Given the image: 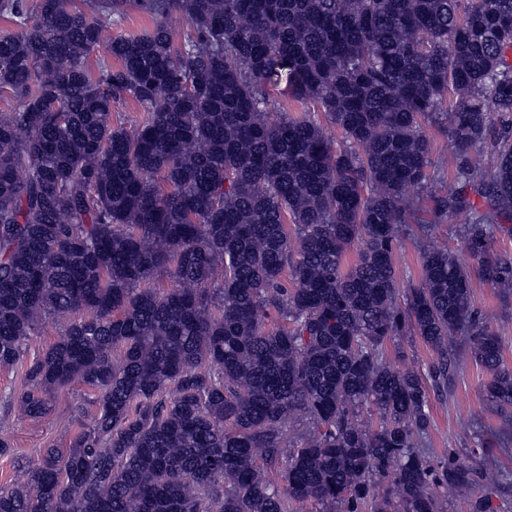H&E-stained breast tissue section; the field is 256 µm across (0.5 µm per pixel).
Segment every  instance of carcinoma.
<instances>
[{"mask_svg": "<svg viewBox=\"0 0 512 512\" xmlns=\"http://www.w3.org/2000/svg\"><path fill=\"white\" fill-rule=\"evenodd\" d=\"M137 2L149 34H112L124 0H93L96 15L0 0V95L18 103L0 112V369L82 312L30 363L17 409L43 418L75 381L99 392L0 512H443L434 486L496 484L433 467L420 443L460 342L512 406L473 307L475 277L512 293V263L489 255L491 230L512 233V0ZM281 83L344 141L284 112ZM126 100L146 112L130 129L112 125ZM425 121L452 148L444 194ZM450 213L468 216L475 273L424 243ZM406 239L422 275L401 298ZM407 336L437 354L428 371L389 360Z\"/></svg>", "mask_w": 512, "mask_h": 512, "instance_id": "carcinoma-1", "label": "carcinoma"}]
</instances>
